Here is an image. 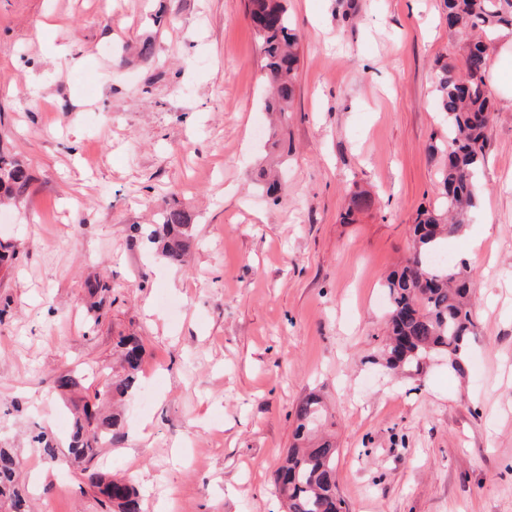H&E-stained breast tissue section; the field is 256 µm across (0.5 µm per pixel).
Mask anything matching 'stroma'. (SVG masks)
<instances>
[{
	"instance_id": "stroma-1",
	"label": "stroma",
	"mask_w": 512,
	"mask_h": 512,
	"mask_svg": "<svg viewBox=\"0 0 512 512\" xmlns=\"http://www.w3.org/2000/svg\"><path fill=\"white\" fill-rule=\"evenodd\" d=\"M246 4L0 0V151L30 176L0 206V445L34 512H102L29 439L67 445L64 401L88 394L42 376L111 373L127 335L147 401L125 399L127 437L97 467L133 480L145 512H281L273 474L312 391L348 512H512V100L490 83L477 204L448 241L476 283L465 372L386 374L382 282L439 202L434 86L459 38L442 0H287L300 60L274 129ZM269 159L276 202L254 179ZM358 190L375 204L343 223ZM170 206L196 225L182 267L138 234Z\"/></svg>"
}]
</instances>
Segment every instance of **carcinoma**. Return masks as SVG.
<instances>
[{
  "mask_svg": "<svg viewBox=\"0 0 512 512\" xmlns=\"http://www.w3.org/2000/svg\"><path fill=\"white\" fill-rule=\"evenodd\" d=\"M448 27L466 35L458 47V64L441 68L436 90L448 122V139L432 151L444 156L440 170V202L417 213L404 264L383 281L389 299L388 337L380 348L383 366L391 373H422L433 357L448 360L464 373L461 351L476 334L475 282L463 263L450 267L435 261L444 242L465 230L467 213L476 201L475 175L484 162L488 130L495 112L488 92V47L485 39L496 28L512 25V0H443ZM252 29L264 60L269 93L264 109L280 122L293 109L299 40L282 0H248ZM260 181L267 197L278 201L282 184L265 167ZM29 183L26 171L10 156L0 154V196L22 194ZM365 191L350 195L343 219L372 207ZM144 235L169 264L182 266L193 243L191 215L182 208L163 211L161 224ZM123 373L92 378L93 400L75 406L74 427L62 454L55 441L41 431L33 437L41 455L81 467L87 485L103 497L112 512H144L142 500L128 479L100 474L94 460L99 449L117 448L125 439L124 415L104 413L100 405L131 392L141 369L144 345L137 336H120ZM50 388L66 391L80 385L73 371L45 378ZM294 443L274 471L273 483L286 512H343L338 496L336 444L320 434L326 409L315 395L304 397L295 409ZM21 467L13 448L0 447V512H30L28 495L18 480Z\"/></svg>",
  "mask_w": 512,
  "mask_h": 512,
  "instance_id": "carcinoma-1",
  "label": "carcinoma"
}]
</instances>
